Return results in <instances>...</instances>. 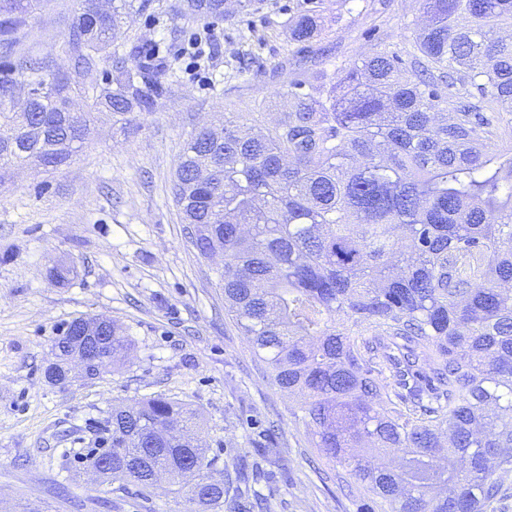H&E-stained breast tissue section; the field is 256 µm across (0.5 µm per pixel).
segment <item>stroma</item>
<instances>
[{
    "instance_id": "stroma-1",
    "label": "stroma",
    "mask_w": 512,
    "mask_h": 512,
    "mask_svg": "<svg viewBox=\"0 0 512 512\" xmlns=\"http://www.w3.org/2000/svg\"><path fill=\"white\" fill-rule=\"evenodd\" d=\"M180 5L146 0L112 45L132 69L145 62L142 42L160 45L169 90L151 113L125 124L99 114L67 165L32 163L0 184V497L14 512H189L167 482L142 495L79 471L112 407L163 396L201 413L218 469L246 473L267 512H350L295 399L227 314L217 265L189 243L170 187L201 125L225 117L267 130L293 83L376 52L417 69L422 0H227L223 18L207 22ZM310 5L318 34L294 43L289 22ZM77 7L47 0L34 10L17 55L67 70L64 33ZM59 261L75 270L64 283L49 274ZM97 315L129 336L124 364L48 384L54 339Z\"/></svg>"
}]
</instances>
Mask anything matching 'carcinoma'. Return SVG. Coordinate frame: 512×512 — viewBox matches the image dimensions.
<instances>
[{
    "instance_id": "carcinoma-1",
    "label": "carcinoma",
    "mask_w": 512,
    "mask_h": 512,
    "mask_svg": "<svg viewBox=\"0 0 512 512\" xmlns=\"http://www.w3.org/2000/svg\"><path fill=\"white\" fill-rule=\"evenodd\" d=\"M40 0H0V47ZM408 74L387 51L293 84L272 130L224 121L185 141L171 184L189 242L223 258L218 285L237 328L336 468L355 512H483L512 479V0H422ZM208 20L224 0H185ZM135 10L80 0L64 35L71 69L20 64L0 81V173L68 163L95 112L129 122L167 93L156 65L117 62L106 86L84 78ZM314 11L292 41L314 37ZM90 104L70 111L72 95ZM53 341L51 385L68 379L72 338ZM117 327L90 359L95 378L129 349ZM198 411L163 397L114 407L83 457L99 479L147 491L160 475L203 512L231 485L210 449L175 440Z\"/></svg>"
}]
</instances>
